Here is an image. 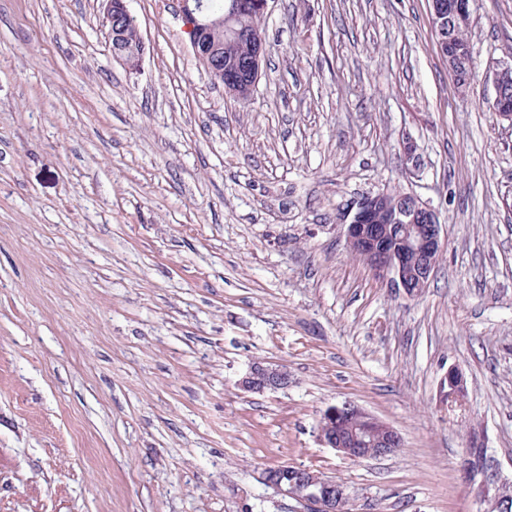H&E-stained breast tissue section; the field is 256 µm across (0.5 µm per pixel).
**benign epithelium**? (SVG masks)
Instances as JSON below:
<instances>
[{
	"label": "benign epithelium",
	"mask_w": 512,
	"mask_h": 512,
	"mask_svg": "<svg viewBox=\"0 0 512 512\" xmlns=\"http://www.w3.org/2000/svg\"><path fill=\"white\" fill-rule=\"evenodd\" d=\"M108 25L107 42L112 58L129 69L139 67L143 54L142 36L127 40L124 21L134 16L127 0H101ZM270 0H229L224 12L211 10L204 0H180L179 11L188 30L192 51L205 65V71L217 85L236 99H247L262 72L267 47L263 39L249 43L246 53L224 62V38L237 39L234 23L244 17L264 15ZM471 0H432L431 24L448 50V71L455 79L473 76L468 43L461 36L469 25ZM512 73L505 67L494 73L496 117L512 125V102L506 92ZM346 248L364 261L373 278L407 297L420 295L434 273L437 261L447 246L442 225L428 203L412 197L408 205L388 191L366 194L356 200L347 214ZM292 380L282 365L266 359L251 363L238 386L245 391L263 393L285 389ZM466 392V379L457 367H450L440 382L442 397L460 400ZM318 440L346 458L375 459L397 452L402 437L390 424L363 408L345 402L328 408L317 427ZM488 472L480 479L470 474L465 462L460 469L474 493L476 512H492L500 495L497 487L508 483L493 457H487ZM261 481L282 495L296 501L305 512H349L350 494L336 486V480L311 469L278 465L261 472Z\"/></svg>",
	"instance_id": "benign-epithelium-1"
}]
</instances>
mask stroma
Segmentation results:
<instances>
[{
	"instance_id": "stroma-1",
	"label": "stroma",
	"mask_w": 512,
	"mask_h": 512,
	"mask_svg": "<svg viewBox=\"0 0 512 512\" xmlns=\"http://www.w3.org/2000/svg\"><path fill=\"white\" fill-rule=\"evenodd\" d=\"M128 8L135 70L101 0H0V512H287L260 480L285 464L343 483L352 512H475L467 426L512 473V126L493 111L512 0H474L464 88L429 0H270L246 101L200 67L177 0ZM383 189L448 240L421 295L347 253L344 215ZM263 358L292 385L238 387ZM347 401L402 448L322 445ZM101 2L108 25L107 42L112 58L129 69L138 68L145 47L138 25H136L137 39L134 42L127 40L122 22L134 19L127 8V0H101ZM445 386L448 390H445ZM466 392V379L457 367H449L440 382V393L448 402L459 401Z\"/></svg>"
}]
</instances>
